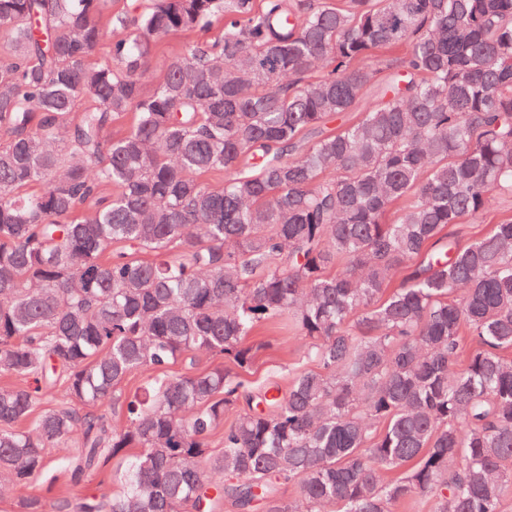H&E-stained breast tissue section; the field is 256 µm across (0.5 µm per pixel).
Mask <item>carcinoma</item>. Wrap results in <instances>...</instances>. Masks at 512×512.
I'll return each instance as SVG.
<instances>
[{
    "instance_id": "carcinoma-1",
    "label": "carcinoma",
    "mask_w": 512,
    "mask_h": 512,
    "mask_svg": "<svg viewBox=\"0 0 512 512\" xmlns=\"http://www.w3.org/2000/svg\"><path fill=\"white\" fill-rule=\"evenodd\" d=\"M100 8L0 0V374L35 382L0 388V485L134 448L77 512H502L512 216L453 226L512 196V0H143L131 31ZM214 19L143 96L153 43ZM285 314L316 368L255 398L245 339Z\"/></svg>"
}]
</instances>
